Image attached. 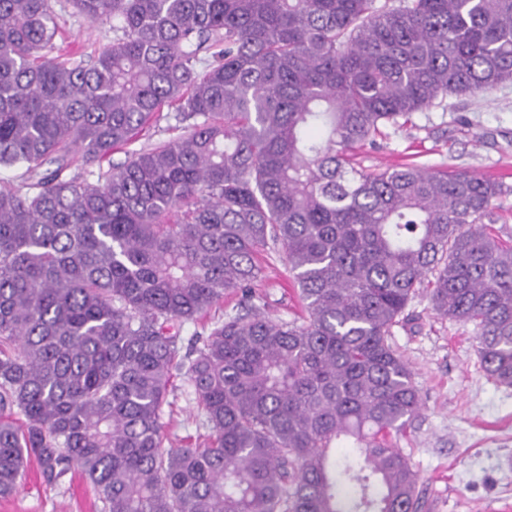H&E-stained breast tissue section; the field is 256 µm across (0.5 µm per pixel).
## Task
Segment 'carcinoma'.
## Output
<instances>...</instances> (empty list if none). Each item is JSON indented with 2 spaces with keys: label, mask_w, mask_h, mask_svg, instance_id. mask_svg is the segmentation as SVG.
Returning <instances> with one entry per match:
<instances>
[{
  "label": "carcinoma",
  "mask_w": 512,
  "mask_h": 512,
  "mask_svg": "<svg viewBox=\"0 0 512 512\" xmlns=\"http://www.w3.org/2000/svg\"><path fill=\"white\" fill-rule=\"evenodd\" d=\"M69 4L112 42L66 51L54 0H0V497L34 457L104 512H420L390 336L424 293L512 386L502 186L350 157L512 85V0ZM166 109L183 134L94 173ZM272 245L300 323L255 304ZM229 293L244 313L183 345ZM178 376L194 447L166 432Z\"/></svg>",
  "instance_id": "cac0c4a2"
}]
</instances>
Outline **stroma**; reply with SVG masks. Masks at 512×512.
I'll list each match as a JSON object with an SVG mask.
<instances>
[{"label":"stroma","mask_w":512,"mask_h":512,"mask_svg":"<svg viewBox=\"0 0 512 512\" xmlns=\"http://www.w3.org/2000/svg\"><path fill=\"white\" fill-rule=\"evenodd\" d=\"M57 0L68 41L108 44L112 27L72 15ZM355 161L368 172L406 163L453 167L503 182L497 229L512 237V86L471 97H447L386 127ZM256 291L266 315L291 320L300 308L276 251ZM408 321L392 330L393 348L410 365L422 401L420 417L397 439L419 478L421 512H503L512 506V387L483 370L471 326L439 316L427 296L413 299ZM89 484L73 473L61 486L43 482L30 462L18 491L0 498V512H101Z\"/></svg>","instance_id":"stroma-1"}]
</instances>
